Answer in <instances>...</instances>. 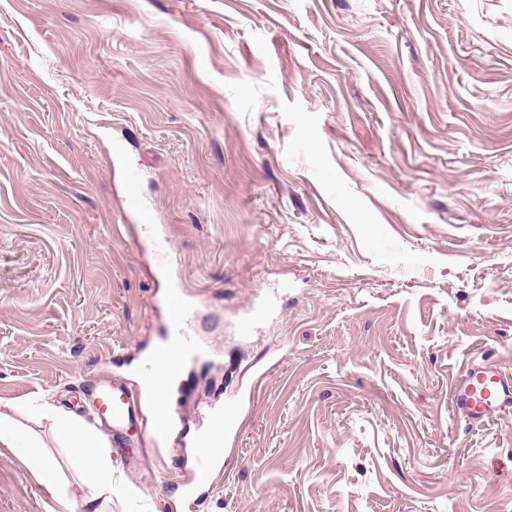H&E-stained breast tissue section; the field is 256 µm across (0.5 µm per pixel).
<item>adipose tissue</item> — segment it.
Instances as JSON below:
<instances>
[{"instance_id":"obj_1","label":"adipose tissue","mask_w":512,"mask_h":512,"mask_svg":"<svg viewBox=\"0 0 512 512\" xmlns=\"http://www.w3.org/2000/svg\"><path fill=\"white\" fill-rule=\"evenodd\" d=\"M33 415L51 420L58 453L41 447L37 438L9 412L0 410V447L14 449L48 497L47 512H77L74 487L87 488L97 512L112 503L114 477L122 470L112 447L80 418L45 403Z\"/></svg>"}]
</instances>
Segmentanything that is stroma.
<instances>
[{"label": "stroma", "instance_id": "35a3bbf8", "mask_svg": "<svg viewBox=\"0 0 512 512\" xmlns=\"http://www.w3.org/2000/svg\"><path fill=\"white\" fill-rule=\"evenodd\" d=\"M118 142L208 353L112 512H512V415L450 404L480 354L512 375V0H0L2 402L95 422L156 324ZM0 512H46L1 447ZM235 406L232 402L220 406H208L206 412L209 415V425L216 424L219 421L224 420L223 423H218L214 428V434L206 443L209 445L208 448L202 446V444L196 448L193 455V469L194 474L198 478H206L211 476L213 471L217 469V461L214 454L219 460L224 459V432L229 431V424L232 421ZM212 453H210L208 451Z\"/></svg>", "mask_w": 512, "mask_h": 512}]
</instances>
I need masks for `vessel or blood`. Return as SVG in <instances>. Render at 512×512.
Instances as JSON below:
<instances>
[{"instance_id":"vessel-or-blood-1","label":"vessel or blood","mask_w":512,"mask_h":512,"mask_svg":"<svg viewBox=\"0 0 512 512\" xmlns=\"http://www.w3.org/2000/svg\"><path fill=\"white\" fill-rule=\"evenodd\" d=\"M139 171L134 162L125 165L127 187L124 217L140 223L146 239V251L158 248L160 241L153 225L154 218L147 204L138 196ZM160 307L167 312L161 328L160 341L170 354L167 370L176 369L178 363L195 351L196 340L192 335L197 317L194 304L187 297L181 277L167 279L161 293ZM87 397L100 421L111 427L113 437L124 439L132 424H139L143 437L149 438L153 448L161 449L173 439L174 430L157 435L153 421L145 414L155 407L156 401L143 390H135L120 377L104 378L87 389ZM451 401L458 414L471 425H482L486 420L512 413V376L507 375L485 360H473L463 378L457 380L451 391Z\"/></svg>"}]
</instances>
